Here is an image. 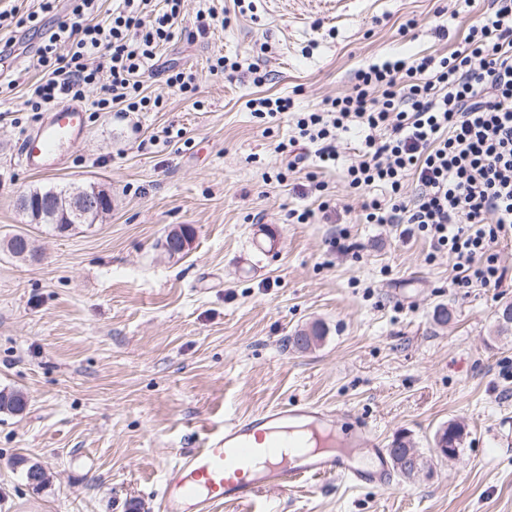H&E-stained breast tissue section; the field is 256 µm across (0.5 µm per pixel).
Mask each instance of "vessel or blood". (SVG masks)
Returning <instances> with one entry per match:
<instances>
[{"mask_svg":"<svg viewBox=\"0 0 512 512\" xmlns=\"http://www.w3.org/2000/svg\"><path fill=\"white\" fill-rule=\"evenodd\" d=\"M87 132L86 110L69 103L45 113L23 139L20 159L31 171L48 172L60 166L68 145ZM331 413L303 403L273 407L225 423L197 450L183 453L167 474L161 496L162 512H214L227 503L253 500L264 488H283L302 478L339 477L356 485L388 486V463L375 449L378 464L357 465L352 449L364 446L368 429L353 424L341 431L335 448L316 451L308 440L289 428L292 421Z\"/></svg>","mask_w":512,"mask_h":512,"instance_id":"vessel-or-blood-1","label":"vessel or blood"}]
</instances>
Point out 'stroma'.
<instances>
[{"mask_svg":"<svg viewBox=\"0 0 512 512\" xmlns=\"http://www.w3.org/2000/svg\"><path fill=\"white\" fill-rule=\"evenodd\" d=\"M205 5L186 0L180 35L153 62L145 85L162 105L89 113L86 137L49 173L20 162L41 118L21 104L44 32L69 21V4L42 29L0 32L14 47L0 59V390L28 399L22 414L0 413V512H159L179 453L294 401L365 422L386 449L411 439L423 471L385 490L299 483L218 512H512V337L494 334L496 309L512 301V241L495 249L501 287H453L452 258L428 238L361 223L363 201L384 190L346 186L359 133L340 134L335 167L318 172L324 194H308L304 172L277 178L293 117L246 106L277 94L296 111L322 109L358 69L449 54L493 0H252L200 38ZM411 17L417 27L400 34ZM218 55L238 61L234 79L210 72ZM255 63L272 81L253 84ZM170 67L194 74V98L166 87ZM69 184L103 190L111 211L60 233L17 206ZM324 198L328 216L292 218ZM184 225L190 244L169 256L165 236ZM20 233L37 259L7 251ZM440 304L453 312L445 327L433 320ZM315 322L326 330L317 346L289 347ZM451 421L467 435L448 460L434 434ZM34 463L46 472L38 488L25 478Z\"/></svg>","mask_w":512,"mask_h":512,"instance_id":"35a3bbf8","label":"stroma"}]
</instances>
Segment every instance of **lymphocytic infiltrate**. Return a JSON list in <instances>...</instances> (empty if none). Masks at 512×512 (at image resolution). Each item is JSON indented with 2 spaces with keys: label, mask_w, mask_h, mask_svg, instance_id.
<instances>
[{
  "label": "lymphocytic infiltrate",
  "mask_w": 512,
  "mask_h": 512,
  "mask_svg": "<svg viewBox=\"0 0 512 512\" xmlns=\"http://www.w3.org/2000/svg\"><path fill=\"white\" fill-rule=\"evenodd\" d=\"M497 7L450 53L358 70L351 91L301 112L300 139L319 162H336L339 132L365 133L347 169L350 188L380 186L387 198L363 205L368 224H407L454 260L453 285L500 287L494 247L512 237V0ZM182 0H71L72 21L45 33L33 66L42 74L27 107L91 101L99 112L158 107L143 76L161 44L174 39ZM415 180L414 199L403 194Z\"/></svg>",
  "instance_id": "lymphocytic-infiltrate-1"
}]
</instances>
